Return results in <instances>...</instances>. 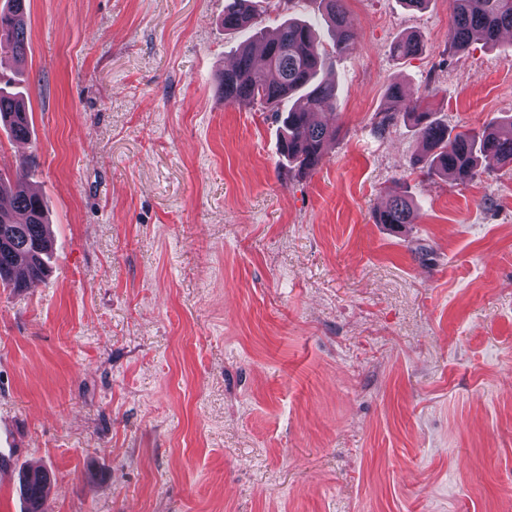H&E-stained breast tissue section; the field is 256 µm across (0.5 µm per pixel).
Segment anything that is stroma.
Listing matches in <instances>:
<instances>
[{
    "label": "stroma",
    "instance_id": "35a3bbf8",
    "mask_svg": "<svg viewBox=\"0 0 512 512\" xmlns=\"http://www.w3.org/2000/svg\"><path fill=\"white\" fill-rule=\"evenodd\" d=\"M224 5L30 0L33 133L0 159L52 251L0 288L18 468L52 470L47 512H512V164L461 185L409 121L375 129L392 83L452 127L512 115V36L452 52L451 0H343L336 137L301 174L270 109L224 101ZM385 212L380 224H412L415 221L414 210L409 201L401 194H394L382 210Z\"/></svg>",
    "mask_w": 512,
    "mask_h": 512
}]
</instances>
